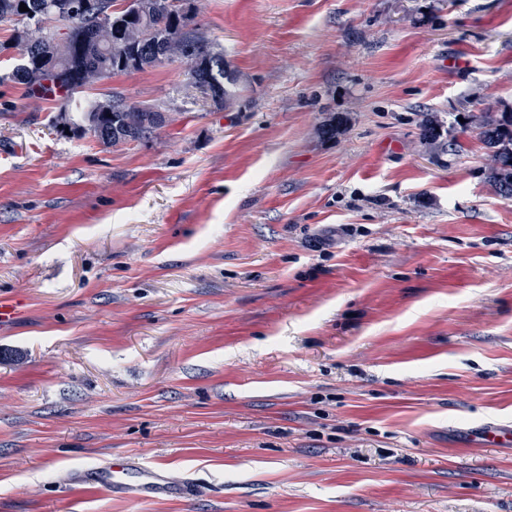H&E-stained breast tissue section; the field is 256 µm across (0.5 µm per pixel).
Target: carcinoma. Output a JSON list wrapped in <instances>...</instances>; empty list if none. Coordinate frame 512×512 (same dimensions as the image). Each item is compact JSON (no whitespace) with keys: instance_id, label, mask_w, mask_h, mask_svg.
Here are the masks:
<instances>
[{"instance_id":"obj_1","label":"carcinoma","mask_w":512,"mask_h":512,"mask_svg":"<svg viewBox=\"0 0 512 512\" xmlns=\"http://www.w3.org/2000/svg\"><path fill=\"white\" fill-rule=\"evenodd\" d=\"M111 0H0V24L14 25L11 43H0V53L11 48L22 59L6 77L36 96L57 88L59 111L70 117V131L89 120L112 131L110 144L129 142V133L139 130L163 108L135 104L119 96L78 98L83 89L116 74L143 72L181 62L192 85L210 88L211 101L224 104L226 94L237 95L236 71L215 49L195 22L192 5L169 8V0H139L140 12L125 21L116 35L110 26L97 24L84 5L102 8ZM28 10L19 11L20 4ZM470 123L489 150V175L499 195L512 199V108L487 110L470 117ZM424 144L441 150L445 146L440 122L426 115L421 122Z\"/></svg>"}]
</instances>
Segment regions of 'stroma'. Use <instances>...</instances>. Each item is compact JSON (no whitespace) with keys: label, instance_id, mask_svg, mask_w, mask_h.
Masks as SVG:
<instances>
[{"label":"stroma","instance_id":"1","mask_svg":"<svg viewBox=\"0 0 512 512\" xmlns=\"http://www.w3.org/2000/svg\"><path fill=\"white\" fill-rule=\"evenodd\" d=\"M195 5L232 108L116 75L86 95L174 120L112 146L0 83V512H512L472 438L512 421V200L468 120L512 106V0ZM111 453L200 491L72 484ZM421 138L424 144L436 150H443L445 142L442 139L441 124L435 116L426 114L421 122ZM27 300L21 295L0 297V330H3L14 323L15 320L25 314Z\"/></svg>","mask_w":512,"mask_h":512}]
</instances>
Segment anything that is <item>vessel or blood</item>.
<instances>
[{
	"label": "vessel or blood",
	"instance_id": "1",
	"mask_svg": "<svg viewBox=\"0 0 512 512\" xmlns=\"http://www.w3.org/2000/svg\"><path fill=\"white\" fill-rule=\"evenodd\" d=\"M27 300L23 295L0 297V330L12 325L25 314ZM474 440L499 447L512 445V422H487L478 428ZM79 483L108 494L132 497L168 498L185 496L189 486L175 484L166 470L157 465L134 466L123 458L112 457L104 464L76 472Z\"/></svg>",
	"mask_w": 512,
	"mask_h": 512
}]
</instances>
